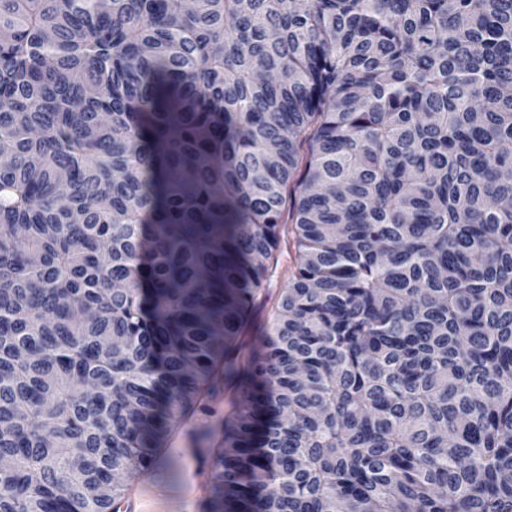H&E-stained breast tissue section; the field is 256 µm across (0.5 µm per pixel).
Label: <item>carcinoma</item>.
Returning <instances> with one entry per match:
<instances>
[{
  "mask_svg": "<svg viewBox=\"0 0 512 512\" xmlns=\"http://www.w3.org/2000/svg\"><path fill=\"white\" fill-rule=\"evenodd\" d=\"M228 386L214 512H512V0H0V512ZM285 242H282L276 254L275 263L270 264L271 277L266 288L265 304L256 310L250 318L247 329L244 331L245 339L252 341L258 332L268 323L271 314L277 308L282 293L288 285V270L291 265V253L288 247V227L285 228ZM291 237V236H290Z\"/></svg>",
  "mask_w": 512,
  "mask_h": 512,
  "instance_id": "cac0c4a2",
  "label": "carcinoma"
}]
</instances>
